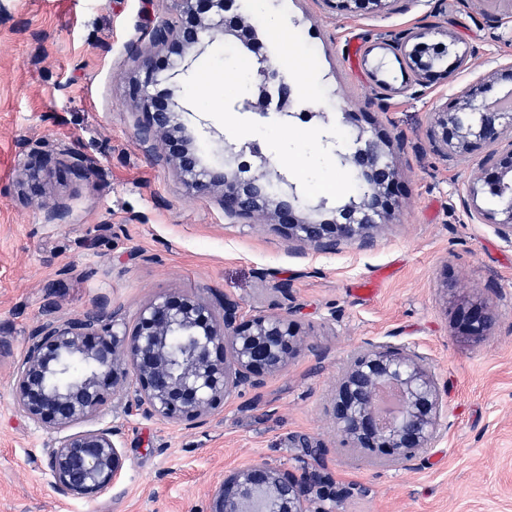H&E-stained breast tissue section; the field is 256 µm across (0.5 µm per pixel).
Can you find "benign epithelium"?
<instances>
[{
  "instance_id": "obj_1",
  "label": "benign epithelium",
  "mask_w": 512,
  "mask_h": 512,
  "mask_svg": "<svg viewBox=\"0 0 512 512\" xmlns=\"http://www.w3.org/2000/svg\"><path fill=\"white\" fill-rule=\"evenodd\" d=\"M178 21L152 30L153 50L139 58L135 83L147 124L137 136L152 142L155 155L174 167L200 196L218 194L224 209L241 215L273 214L288 244L335 250L349 242L368 246L377 228L400 208V174L389 159L390 140L373 128L357 125L358 113H344L354 126L356 148L331 134L322 137L327 153L353 171L360 185L348 201L330 207L311 204L288 179V171L271 164L258 142H224V136L201 123L198 134L182 120L190 109L180 101L178 78L188 76V57L202 54L222 36L245 47L256 26L243 19L236 0H171ZM384 0H336L343 12L375 11ZM234 12L230 20L224 14ZM414 44L400 45L414 81L424 85L436 71ZM257 70V95L231 103L238 112L286 123L297 119L328 125L327 113L293 110L291 84L265 56ZM512 79V62L488 72L482 80L432 113L428 134L452 156H467L482 146L495 153L475 175L470 199L463 202L468 219L488 224L512 242V205L499 211L480 207L484 191L502 192L512 176V113L486 107L484 90ZM27 168L31 185L57 164L54 153L33 152ZM69 171L79 178L95 175L83 158L70 154ZM276 311L246 315L241 304L215 290L170 291L143 305L134 326L119 307L100 302L65 321L37 324L31 342L15 368V404L35 425L54 435L46 457L51 487L61 497L92 498L120 477L124 452L120 430L97 423L102 407L113 412L162 420L184 427L204 425L232 394L258 392L268 378L281 374L303 354L320 350L301 331L298 308L288 286L280 284ZM494 325V313L483 301H472L458 316L462 335L480 340ZM446 403L426 358L389 344L371 343L352 357L330 400L336 430L363 454L413 467L423 448L437 437ZM336 496L330 477L318 469L291 472L257 461L224 472L209 493V512H313L312 494Z\"/></svg>"
}]
</instances>
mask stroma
Masks as SVG:
<instances>
[{
  "instance_id": "1",
  "label": "stroma",
  "mask_w": 512,
  "mask_h": 512,
  "mask_svg": "<svg viewBox=\"0 0 512 512\" xmlns=\"http://www.w3.org/2000/svg\"><path fill=\"white\" fill-rule=\"evenodd\" d=\"M265 7L280 26L258 27L264 52L296 61L332 128L347 133L344 113L364 112L391 140L404 195L371 247L297 253L273 216L226 214L137 138L146 116L132 94L135 54L154 26L175 20L170 0H0V324L13 347L0 358V512H207L225 471L256 460L287 471L321 464L346 495L336 504L316 498L314 512H512V243L471 223L462 206L487 150L447 156L427 135L448 98L512 61V0H387L370 13L340 12L333 0ZM412 32L441 66L458 49L477 56L451 79L416 84L397 51ZM279 38L301 44L302 56L273 52ZM255 61L236 40L216 38L192 63L184 121L192 131L207 121L231 143L259 140L319 201L323 173L305 145L321 126L229 109ZM27 143L78 152L96 174L81 180L61 163L30 191ZM50 198L64 223L46 219ZM282 282L323 357H299L260 392L230 396L198 428L104 413L122 432L120 479L90 500L52 491L53 439L14 403L15 362L36 322L103 299L131 317L174 289L213 288L245 312H269ZM472 300L497 316L478 342L455 324ZM370 342L426 356L447 403L414 469L350 448L331 420L337 378ZM305 439L324 447L321 459L302 448Z\"/></svg>"
}]
</instances>
